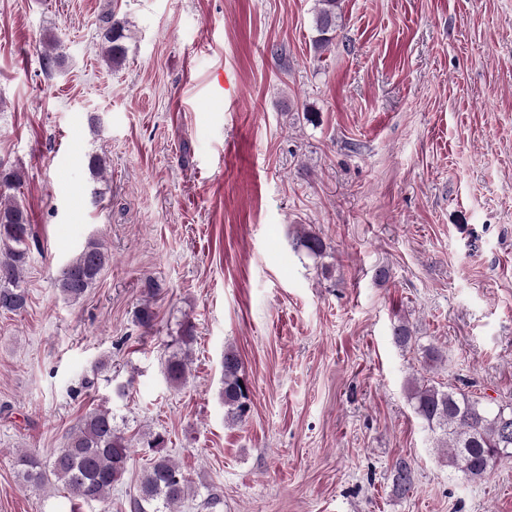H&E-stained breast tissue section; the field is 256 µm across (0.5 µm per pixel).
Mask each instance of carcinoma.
<instances>
[{
  "instance_id": "obj_1",
  "label": "carcinoma",
  "mask_w": 512,
  "mask_h": 512,
  "mask_svg": "<svg viewBox=\"0 0 512 512\" xmlns=\"http://www.w3.org/2000/svg\"><path fill=\"white\" fill-rule=\"evenodd\" d=\"M314 17L317 37L315 51L322 53L331 45L330 33L336 30V9L340 0H317ZM101 49L106 64L117 68L126 60L125 23L119 19L104 22L100 29ZM36 50L44 73L53 74L62 66L53 38L39 42ZM21 182L19 171L0 167V311L16 313L27 305V294L20 281L35 241L31 216L10 191ZM298 247L311 257H320L326 250L323 239L311 230L296 237ZM111 253L97 238L89 240L61 269L57 285L63 296L77 301L93 286ZM136 323L149 330L156 314L148 303L135 311ZM395 343L406 348L414 336L408 323L398 322L393 328ZM194 340L191 326L182 329V347L165 361L167 382L179 387L188 378V350ZM241 362L236 351L224 350V387L221 398L227 418L238 423L247 411L246 387L240 384ZM409 399L414 412L432 436L434 447L448 468L459 473L468 465V480L484 478L492 469L490 459L501 449L512 458V405H493L491 400L475 398L461 390H442L426 380L415 377ZM142 447L153 451L149 466L141 474L136 494L130 499L131 512H175L179 503L191 493L190 481L182 468L165 452V438L160 433L142 435ZM132 439L114 421L112 408L101 406L83 416L73 428L66 443L51 460L44 462L28 451L15 454L17 474L28 487L47 484L61 487L73 504L107 505L112 488L118 484L131 461ZM414 484L410 461L399 458L392 468L393 491L405 497Z\"/></svg>"
}]
</instances>
